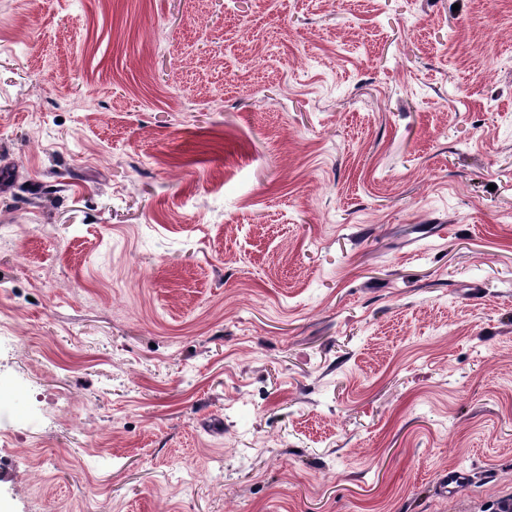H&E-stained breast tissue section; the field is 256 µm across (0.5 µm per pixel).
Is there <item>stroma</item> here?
I'll return each instance as SVG.
<instances>
[{
    "label": "stroma",
    "instance_id": "35a3bbf8",
    "mask_svg": "<svg viewBox=\"0 0 512 512\" xmlns=\"http://www.w3.org/2000/svg\"><path fill=\"white\" fill-rule=\"evenodd\" d=\"M7 436L0 512L512 499V0H0ZM467 474L463 469H449L441 472L436 485L440 493L455 495L467 485Z\"/></svg>",
    "mask_w": 512,
    "mask_h": 512
}]
</instances>
